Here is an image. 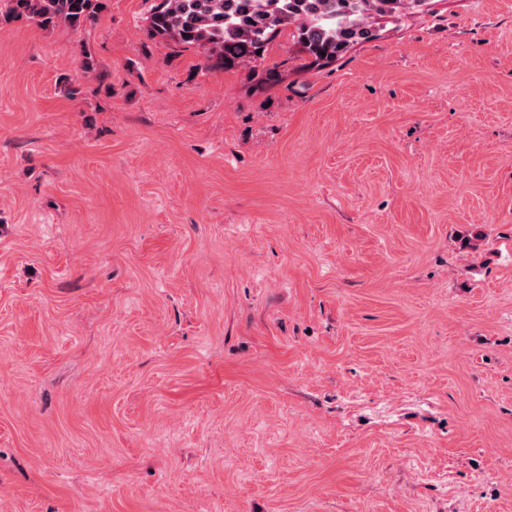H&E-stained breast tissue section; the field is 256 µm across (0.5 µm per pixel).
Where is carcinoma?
<instances>
[{
    "mask_svg": "<svg viewBox=\"0 0 512 512\" xmlns=\"http://www.w3.org/2000/svg\"><path fill=\"white\" fill-rule=\"evenodd\" d=\"M429 0H154L146 21L157 36L200 48L214 66L231 69L251 63L261 83L275 82L277 66H263L268 46L282 29L295 25L297 42L310 66H326L352 45L376 36L375 15L397 22ZM99 0H0L7 14L25 16L43 27L76 28Z\"/></svg>",
    "mask_w": 512,
    "mask_h": 512,
    "instance_id": "1",
    "label": "carcinoma"
}]
</instances>
